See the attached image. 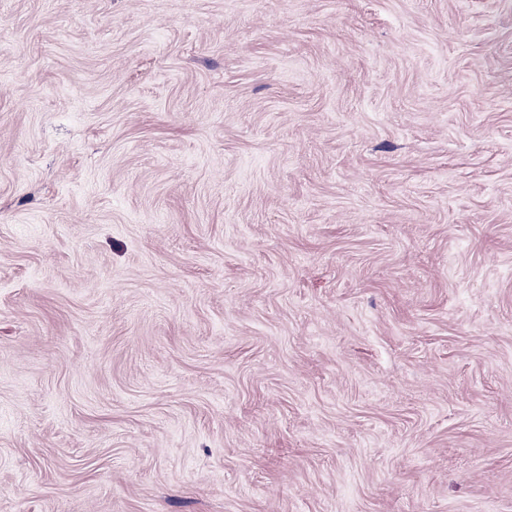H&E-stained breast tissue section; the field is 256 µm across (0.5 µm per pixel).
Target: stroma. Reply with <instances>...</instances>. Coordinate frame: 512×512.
<instances>
[{"mask_svg":"<svg viewBox=\"0 0 512 512\" xmlns=\"http://www.w3.org/2000/svg\"><path fill=\"white\" fill-rule=\"evenodd\" d=\"M0 512H512V0H0Z\"/></svg>","mask_w":512,"mask_h":512,"instance_id":"1","label":"stroma"}]
</instances>
